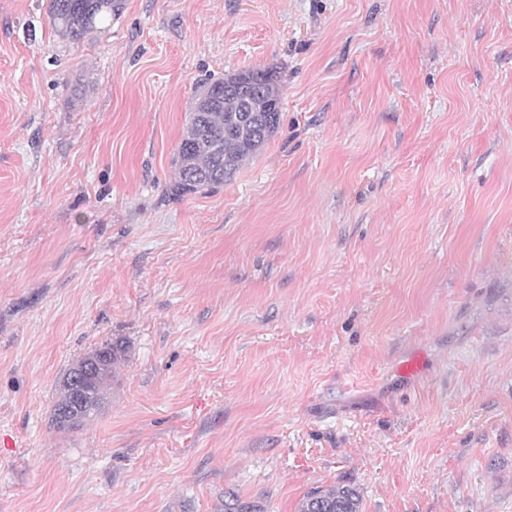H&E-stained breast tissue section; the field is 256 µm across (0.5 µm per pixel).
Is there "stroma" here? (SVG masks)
<instances>
[{"label":"stroma","instance_id":"stroma-1","mask_svg":"<svg viewBox=\"0 0 512 512\" xmlns=\"http://www.w3.org/2000/svg\"><path fill=\"white\" fill-rule=\"evenodd\" d=\"M123 2L74 46L0 0V512H512V0ZM267 68L275 135L166 198L201 85ZM108 349L109 350V358L106 362L103 370L99 373L102 367V357L104 353H101L99 356H95L86 360L80 366L73 368L79 365L86 357L89 355L100 352L101 350ZM125 347L121 340H110L102 343L101 346H98L94 349L91 354L84 356L81 358L67 373L64 378L63 384L61 385L60 396L55 403L54 406V417L55 422L57 423V427L59 429H72L77 426L83 424L86 420L91 418L95 413H97L103 404L105 392L109 382L112 380V374L115 373L116 367L125 356ZM73 370V371H72ZM72 371V372H71ZM99 373L96 382L92 387V400L85 406L84 410L79 414V416L70 421L72 418L70 416L71 411L69 408L60 410L62 408L68 407L72 403V394L68 391V385L66 383L68 376V384L72 388L75 397L79 402L84 403L86 398L89 396V389L91 382L94 380L96 375ZM60 410V411H59ZM59 411V419L62 421H70L69 423H58L56 418V412ZM358 493L347 486L308 492L299 504L298 512H360Z\"/></svg>","mask_w":512,"mask_h":512}]
</instances>
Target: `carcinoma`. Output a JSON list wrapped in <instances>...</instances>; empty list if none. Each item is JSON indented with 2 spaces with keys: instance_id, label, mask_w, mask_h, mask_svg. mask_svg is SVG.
Returning <instances> with one entry per match:
<instances>
[{
  "instance_id": "cac0c4a2",
  "label": "carcinoma",
  "mask_w": 512,
  "mask_h": 512,
  "mask_svg": "<svg viewBox=\"0 0 512 512\" xmlns=\"http://www.w3.org/2000/svg\"><path fill=\"white\" fill-rule=\"evenodd\" d=\"M123 0H48V16L55 32L64 40L78 45L112 20L122 9ZM256 78L262 83L260 102L264 108L275 109L277 119L263 133L244 126L250 116L245 111L246 97L238 94H215L224 89V81L203 86L188 115L174 166L177 179L169 187L176 197L196 193L233 178L243 162L259 152L277 131L281 112V94L276 71L259 70ZM109 350V358L92 387V400L79 416L58 424L72 429L91 418L103 404L105 392L116 367L124 359L125 347L120 340H110L95 348ZM358 493L347 486L308 492L298 512H360ZM224 512H261L260 506L247 503L239 496L224 497Z\"/></svg>"
}]
</instances>
